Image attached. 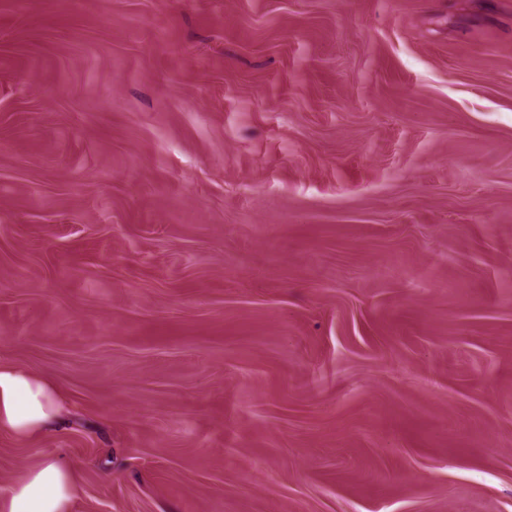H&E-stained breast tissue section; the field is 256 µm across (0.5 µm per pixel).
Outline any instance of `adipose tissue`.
<instances>
[{"label":"adipose tissue","mask_w":512,"mask_h":512,"mask_svg":"<svg viewBox=\"0 0 512 512\" xmlns=\"http://www.w3.org/2000/svg\"><path fill=\"white\" fill-rule=\"evenodd\" d=\"M66 409L50 380L0 364V431L31 438L58 428ZM74 493L71 467L48 456L0 494V512H69Z\"/></svg>","instance_id":"obj_1"}]
</instances>
